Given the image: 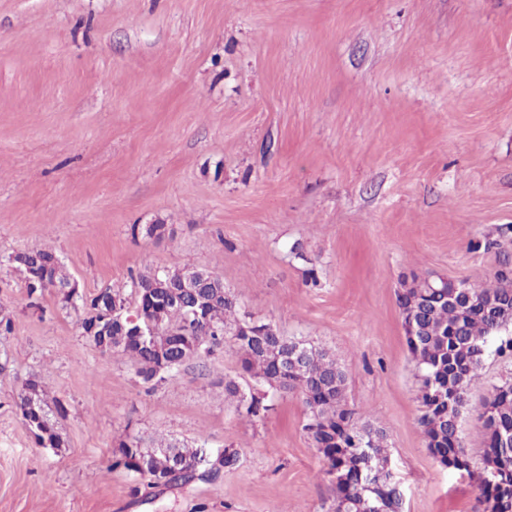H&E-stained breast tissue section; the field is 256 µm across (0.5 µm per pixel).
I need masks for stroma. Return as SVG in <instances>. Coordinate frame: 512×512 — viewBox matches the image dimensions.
<instances>
[{
  "label": "stroma",
  "instance_id": "1",
  "mask_svg": "<svg viewBox=\"0 0 512 512\" xmlns=\"http://www.w3.org/2000/svg\"><path fill=\"white\" fill-rule=\"evenodd\" d=\"M33 249L86 296L148 268L220 276L335 358L403 512H483L480 415L512 359L487 356L469 390L471 472L442 467L397 293L512 264V0H0V256ZM82 313L0 267V512H329L299 393L240 413L228 349L147 391ZM30 378L65 409L62 447L22 423ZM129 435L239 460L151 488L112 466Z\"/></svg>",
  "mask_w": 512,
  "mask_h": 512
}]
</instances>
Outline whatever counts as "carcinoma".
I'll return each mask as SVG.
<instances>
[{
  "instance_id": "1",
  "label": "carcinoma",
  "mask_w": 512,
  "mask_h": 512,
  "mask_svg": "<svg viewBox=\"0 0 512 512\" xmlns=\"http://www.w3.org/2000/svg\"><path fill=\"white\" fill-rule=\"evenodd\" d=\"M0 261L24 276L31 269L48 267L56 281L68 280L56 254L48 249L19 252ZM511 267L504 265L491 284L472 289L471 297L459 296L453 304L448 303L452 283L439 277L415 282L397 293L403 325L413 326L416 332L406 336V343L418 370L423 406L419 425L432 455L451 470L457 469L458 457L467 454L459 423L467 389L482 376L492 342L499 340L498 356L512 358V337L501 338L512 331V276L506 274ZM193 272L188 267L149 269L131 278L128 296L107 288L82 299L81 334L97 348L128 359L136 376L152 389L171 381L188 361L207 358L229 344L242 371L265 384L271 395L302 394L303 431L322 455L326 473L336 485L333 512H401L399 489L359 476L361 460L368 463L365 471L373 474L388 467L386 436L346 404L345 375L336 360L323 348L289 338L273 324L239 313L235 296L214 274L201 287L181 288L175 296L164 287L168 282L180 283ZM199 301L205 303L208 315L204 323L190 313ZM130 316L152 322L155 335L149 343L141 345L129 336ZM224 391L249 416L269 410L264 398L245 392L234 380L225 382ZM487 405L478 498L485 512H512V447L501 442V435L512 433V377L493 385ZM19 408L23 424L40 443L53 448L63 445L58 419L64 409L60 405L54 413L47 409L40 381L30 378L25 382ZM174 456L193 460L200 456V449L163 441L154 449L143 448L133 436L119 444L114 465L149 481L167 476L168 486L184 487L196 480L214 479L221 468L237 461L235 453L226 451L222 467L206 475L174 476L170 471Z\"/></svg>"
}]
</instances>
